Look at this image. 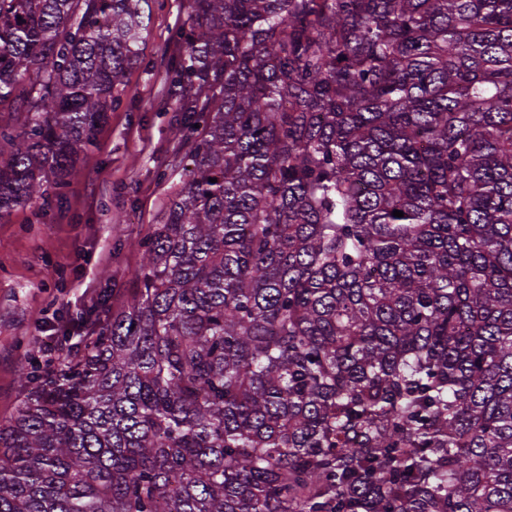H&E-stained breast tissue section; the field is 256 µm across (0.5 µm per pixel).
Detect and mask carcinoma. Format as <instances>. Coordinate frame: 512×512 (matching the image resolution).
I'll list each match as a JSON object with an SVG mask.
<instances>
[{
	"instance_id": "carcinoma-1",
	"label": "carcinoma",
	"mask_w": 512,
	"mask_h": 512,
	"mask_svg": "<svg viewBox=\"0 0 512 512\" xmlns=\"http://www.w3.org/2000/svg\"><path fill=\"white\" fill-rule=\"evenodd\" d=\"M151 20L0 0L1 222ZM179 41L180 186L126 300L21 373L0 512H512V0H192Z\"/></svg>"
}]
</instances>
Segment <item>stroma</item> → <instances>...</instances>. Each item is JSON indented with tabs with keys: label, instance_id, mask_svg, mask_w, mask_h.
<instances>
[{
	"label": "stroma",
	"instance_id": "1",
	"mask_svg": "<svg viewBox=\"0 0 512 512\" xmlns=\"http://www.w3.org/2000/svg\"><path fill=\"white\" fill-rule=\"evenodd\" d=\"M190 11L191 0H153L149 35L96 148L78 160L61 199L0 223V420L21 397V365L48 370L42 342L70 350L129 287L141 243L180 179L174 164L186 147L174 135L181 115L167 96V60Z\"/></svg>",
	"mask_w": 512,
	"mask_h": 512
}]
</instances>
